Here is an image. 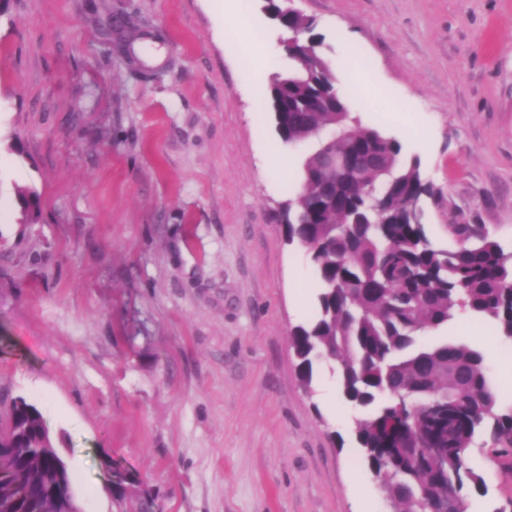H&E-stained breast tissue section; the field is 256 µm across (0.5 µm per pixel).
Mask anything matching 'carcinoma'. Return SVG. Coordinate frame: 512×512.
<instances>
[{"label":"carcinoma","mask_w":512,"mask_h":512,"mask_svg":"<svg viewBox=\"0 0 512 512\" xmlns=\"http://www.w3.org/2000/svg\"><path fill=\"white\" fill-rule=\"evenodd\" d=\"M283 25L303 34L312 21L286 15ZM121 47L137 27L122 19ZM316 41L298 40L291 55L300 77L274 82L269 111L280 136L312 140L290 208L281 213L285 238L308 251L317 279L316 316L291 330L298 374L313 392L314 365L338 362L343 396L368 410L356 435L368 469L380 479L396 512H431L446 491L484 477L469 464L474 449L512 472V405L504 407L491 385L484 353L466 344L421 345L467 310L512 338V250L480 225L452 224L455 247L435 246L422 210L410 202L434 192L417 161L401 160V144L351 117L344 97L334 108L314 106L335 90L329 72L311 64ZM361 152L370 166L341 180L325 174L334 155ZM375 189L377 210L359 186ZM25 220L38 218L39 194L19 192ZM396 387L415 406L401 417L380 396ZM11 423L0 441V512H76L72 477L36 405L0 400V423ZM443 454L436 462L428 447ZM122 506L130 478L113 473Z\"/></svg>","instance_id":"obj_1"}]
</instances>
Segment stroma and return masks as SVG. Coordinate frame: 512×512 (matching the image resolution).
<instances>
[{"label": "stroma", "instance_id": "35a3bbf8", "mask_svg": "<svg viewBox=\"0 0 512 512\" xmlns=\"http://www.w3.org/2000/svg\"><path fill=\"white\" fill-rule=\"evenodd\" d=\"M245 2L0 5V395L41 411L81 512H115L116 469L155 512H392L334 363L314 393L298 377L316 279L280 207L312 146L283 145L268 110L290 33ZM276 2L314 20L361 125L418 159L429 239L482 224L511 247L512 0ZM240 15L257 41L229 35ZM113 16L141 23L139 67ZM442 340L480 349L512 403V340L466 311L420 337ZM471 464L488 490L467 512L512 507V474Z\"/></svg>", "mask_w": 512, "mask_h": 512}]
</instances>
